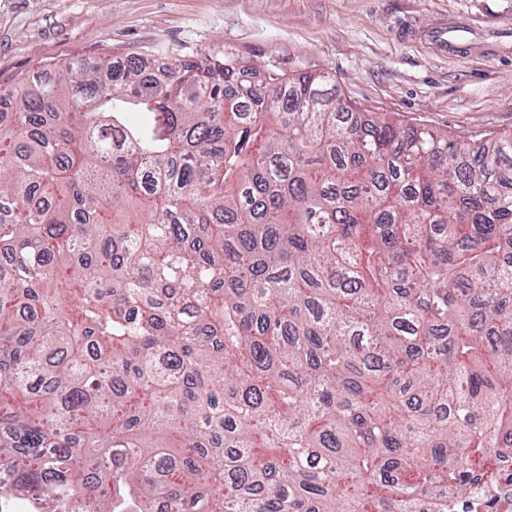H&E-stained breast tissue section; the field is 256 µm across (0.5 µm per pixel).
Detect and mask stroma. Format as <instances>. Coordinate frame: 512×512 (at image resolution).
I'll list each match as a JSON object with an SVG mask.
<instances>
[{"label":"stroma","mask_w":512,"mask_h":512,"mask_svg":"<svg viewBox=\"0 0 512 512\" xmlns=\"http://www.w3.org/2000/svg\"><path fill=\"white\" fill-rule=\"evenodd\" d=\"M462 19L456 56L423 33ZM512 0H0V88L104 50H229L285 72H324L342 96L405 126L512 132Z\"/></svg>","instance_id":"35a3bbf8"}]
</instances>
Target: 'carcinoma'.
Returning a JSON list of instances; mask_svg holds the SVG:
<instances>
[{
  "label": "carcinoma",
  "instance_id": "1",
  "mask_svg": "<svg viewBox=\"0 0 512 512\" xmlns=\"http://www.w3.org/2000/svg\"><path fill=\"white\" fill-rule=\"evenodd\" d=\"M330 83L158 51L0 91V512H448L512 459V134Z\"/></svg>",
  "mask_w": 512,
  "mask_h": 512
}]
</instances>
